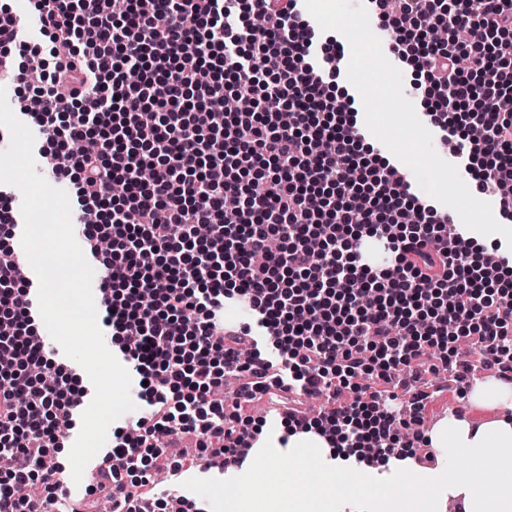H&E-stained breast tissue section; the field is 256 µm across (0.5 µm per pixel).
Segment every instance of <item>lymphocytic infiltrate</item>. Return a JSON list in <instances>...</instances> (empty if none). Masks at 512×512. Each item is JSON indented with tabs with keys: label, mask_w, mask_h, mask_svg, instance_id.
<instances>
[{
	"label": "lymphocytic infiltrate",
	"mask_w": 512,
	"mask_h": 512,
	"mask_svg": "<svg viewBox=\"0 0 512 512\" xmlns=\"http://www.w3.org/2000/svg\"><path fill=\"white\" fill-rule=\"evenodd\" d=\"M28 2L44 41H0L13 60L0 78L24 84L39 74L30 99L44 154L85 212L108 216L86 228L112 243L98 255L103 321L152 409L115 430L100 462L95 488L110 512L129 503L160 512L154 475L178 474L180 460L165 450L179 433H197L200 451L223 457L225 469L244 465L261 431L217 397L232 375L248 404L273 388L320 394L362 374L382 381L328 415L286 420L288 434L317 431L337 453L369 463L415 457L409 429L430 399L417 387L424 375L451 365L457 387H469L456 338L512 381V291L491 298L471 240L363 151L351 100L331 93L335 69L318 73L310 62L318 41L300 0ZM371 3L392 32L390 51L428 84L432 121L467 147L479 189H496L512 176V58L496 56L493 43L512 37V0ZM230 8L259 15L262 28L225 24ZM442 24L447 41L429 40ZM476 29L484 45L471 41ZM139 62L145 79L127 82ZM230 92L252 108L225 111ZM144 166L147 182L136 176ZM352 168L362 182L348 181ZM115 179L127 185L121 209L132 222L112 215ZM229 197L240 201L234 224L224 221ZM200 224L210 227L203 239ZM273 235L283 246L271 253ZM19 271L0 245V447L14 457L0 475V512H42L64 472L48 463L49 449L83 392L36 342ZM235 298L249 300L254 319L229 338L216 315ZM34 483L41 496L17 494Z\"/></svg>",
	"instance_id": "f902f5d3"
}]
</instances>
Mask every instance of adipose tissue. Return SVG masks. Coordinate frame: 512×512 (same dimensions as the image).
<instances>
[{"label":"adipose tissue","mask_w":512,"mask_h":512,"mask_svg":"<svg viewBox=\"0 0 512 512\" xmlns=\"http://www.w3.org/2000/svg\"><path fill=\"white\" fill-rule=\"evenodd\" d=\"M470 398L499 408V416L480 424L450 418L434 428L428 435L436 452L431 466L410 458L384 466L345 460L312 431L289 436L284 446L261 438L253 464L230 474L240 493H215L219 512H336L340 484L370 512H446L451 503L463 512H512V385L479 382ZM284 452L297 462L286 475L278 470ZM400 480L415 487L412 498L393 494Z\"/></svg>","instance_id":"adipose-tissue-1"}]
</instances>
